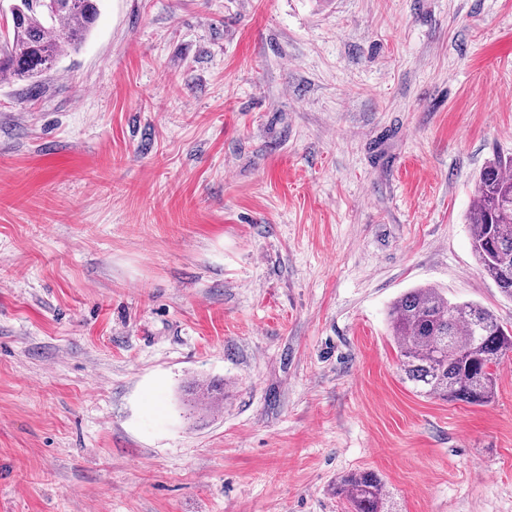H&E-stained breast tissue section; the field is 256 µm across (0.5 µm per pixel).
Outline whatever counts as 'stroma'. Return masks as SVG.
Returning <instances> with one entry per match:
<instances>
[{
	"label": "stroma",
	"instance_id": "35a3bbf8",
	"mask_svg": "<svg viewBox=\"0 0 512 512\" xmlns=\"http://www.w3.org/2000/svg\"><path fill=\"white\" fill-rule=\"evenodd\" d=\"M497 155L512 0H101L0 79V512H343L359 470L512 512V360L423 398L388 322L432 287L512 326L470 245ZM192 400L199 409L214 408L220 405L224 397V387L214 382H195L191 385Z\"/></svg>",
	"mask_w": 512,
	"mask_h": 512
}]
</instances>
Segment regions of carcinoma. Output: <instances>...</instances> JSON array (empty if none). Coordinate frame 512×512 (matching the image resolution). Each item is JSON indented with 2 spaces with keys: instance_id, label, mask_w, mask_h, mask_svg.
Returning <instances> with one entry per match:
<instances>
[{
  "instance_id": "1",
  "label": "carcinoma",
  "mask_w": 512,
  "mask_h": 512,
  "mask_svg": "<svg viewBox=\"0 0 512 512\" xmlns=\"http://www.w3.org/2000/svg\"><path fill=\"white\" fill-rule=\"evenodd\" d=\"M11 33L0 43V76L35 82L68 52L80 50L99 17V0H15ZM500 159L480 172L470 216L471 247L479 268L512 298V176ZM389 321L400 369L427 398L483 406L497 386L495 367L512 357V329L474 303H452L435 288H413L399 297ZM194 405L214 408L224 387L191 385ZM336 494L347 512H392L382 479L358 471L340 477Z\"/></svg>"
}]
</instances>
